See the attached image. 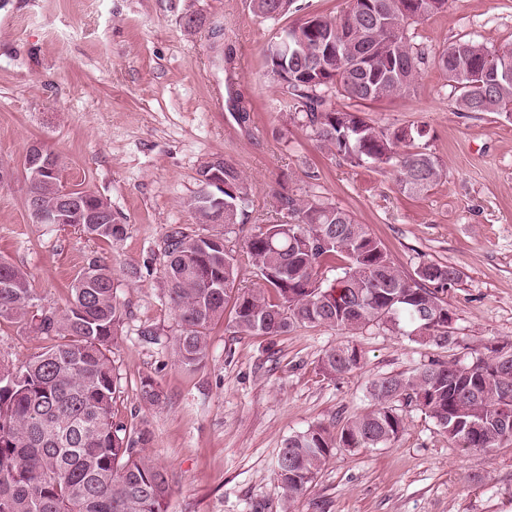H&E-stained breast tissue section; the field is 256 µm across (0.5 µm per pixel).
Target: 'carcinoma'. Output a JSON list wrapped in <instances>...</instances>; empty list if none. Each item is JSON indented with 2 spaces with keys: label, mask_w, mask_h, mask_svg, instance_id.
<instances>
[{
  "label": "carcinoma",
  "mask_w": 512,
  "mask_h": 512,
  "mask_svg": "<svg viewBox=\"0 0 512 512\" xmlns=\"http://www.w3.org/2000/svg\"><path fill=\"white\" fill-rule=\"evenodd\" d=\"M256 13L277 20L294 0H253ZM448 7V0H351L340 18L317 15L321 34L300 28L291 53L279 61V42L266 52L267 76L289 111L302 114L313 137L354 166L387 163L400 143L426 136L424 128L384 129L360 112L337 109L329 91L357 103L410 92L422 68L433 64L458 92L463 112L512 114V46L489 49L458 40L431 54L412 42L406 26ZM401 188L420 194L439 183L443 165L424 147L399 155ZM61 161L29 183L27 208L51 211L66 196L78 210L93 211L102 197L66 188ZM224 183V223L246 217L248 185L230 160L218 169ZM277 208L292 221L257 225L244 251L256 270V288L233 290L238 257L221 232L189 233L176 225L164 242V296L178 319L172 335L145 328L141 335L165 345L186 371L202 367L212 326L224 321L238 334L281 336L297 327L327 326L346 333L382 326L445 343L448 305L440 293L460 279L441 263L406 276L381 241L347 211L312 197L276 195ZM196 223H214L202 194L187 202ZM84 224L90 238L117 241L126 232L119 218ZM336 273L325 282L322 275ZM112 266L94 260L71 286L67 308L36 307L28 275L0 260V318L29 324L48 340L19 366L0 362V512H167L168 472L144 453L150 429L114 420L120 393L112 354L119 345L126 310L117 301ZM471 363L430 360L408 375L374 380L370 407L342 426H313L284 443L277 481L288 501L302 497L338 448H370L394 442L405 429L402 407L415 406L448 440L463 449L488 450L512 437V349L492 346ZM362 355L347 343L326 351L321 369L333 377L359 368ZM140 400L163 403L154 380L141 381Z\"/></svg>",
  "instance_id": "1"
}]
</instances>
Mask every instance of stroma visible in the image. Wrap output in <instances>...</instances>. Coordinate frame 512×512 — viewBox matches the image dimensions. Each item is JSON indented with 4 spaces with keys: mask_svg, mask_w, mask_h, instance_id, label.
<instances>
[{
    "mask_svg": "<svg viewBox=\"0 0 512 512\" xmlns=\"http://www.w3.org/2000/svg\"><path fill=\"white\" fill-rule=\"evenodd\" d=\"M297 3L273 22L251 0H0V164L12 171L0 183V257L28 272L38 306L56 311L91 260L111 264L128 311L114 354L122 393L113 413L151 430L146 453L171 478L168 512H252L256 503L262 512H512V440L464 450L415 408L389 446L336 449L302 498L281 495L276 460L285 440L367 410L374 378L512 347V118L459 111L431 65L408 94L358 107L337 93L330 100L385 128L425 127L445 169L440 183L411 195L397 161L345 163L289 114L266 75L265 49L281 28L308 14L341 16L350 0ZM191 15L201 26H186ZM216 30L232 64L213 48ZM408 33L433 52L459 39L512 46V0H448ZM35 142L59 155L68 188L111 204L126 226L122 240L32 223L22 163ZM220 156L250 185L246 223L225 228L230 248L242 251L256 225L282 221L279 188L334 204L366 225L404 274L431 261L460 271L442 294L454 317L448 344L378 327L269 338L220 322L206 365L189 374L162 345L142 340L149 326L176 329L163 296L164 240L174 224L201 232L186 202L200 189V166ZM347 342L361 351L360 367L327 376L321 357ZM43 347L25 325L0 319L1 361L20 365ZM147 377L159 385L160 406L139 399Z\"/></svg>",
    "mask_w": 512,
    "mask_h": 512,
    "instance_id": "stroma-1",
    "label": "stroma"
}]
</instances>
